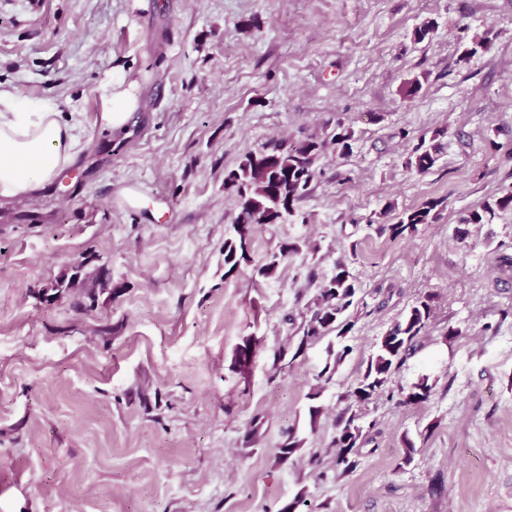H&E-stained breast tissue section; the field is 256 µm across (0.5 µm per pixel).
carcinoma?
<instances>
[{
	"mask_svg": "<svg viewBox=\"0 0 512 512\" xmlns=\"http://www.w3.org/2000/svg\"><path fill=\"white\" fill-rule=\"evenodd\" d=\"M436 132L430 140H421L407 160V167L418 173H426L439 160L443 146ZM354 131L336 124L327 136L311 137L304 140L288 138L271 139L262 146L247 150L237 165L224 171V191L237 201V210L232 223L224 235V278L239 273L244 267L253 266L255 273L265 279L273 277L283 261L302 251L299 241L280 244L278 251L266 256L263 263L253 265L252 244L256 227L259 225L282 224L296 212V204L308 193L315 178L316 164L324 148L332 144L340 155L352 151ZM438 202L431 201L419 209L402 214L398 223L387 225L394 237L413 234L418 225L429 224L435 219L432 211ZM512 209V190L505 192L494 202L485 203L463 220L465 224H482L492 220L496 212ZM106 286L97 279L93 287L79 281L78 274L62 276L50 287L52 297L63 294L76 295L90 301L96 300V286ZM359 288L357 280L342 261L336 262L334 273L322 279L317 294L307 307L308 316L298 326L300 333L295 354H300L309 345L336 332V347H328L333 364L326 365L318 374L319 384L309 399H317L332 379V375L352 352L346 341L352 333L355 322L348 310L357 305ZM432 314V298L427 296L416 301L403 317L394 323L374 343V352L369 356L362 375L346 394L348 404L336 414V438L333 440V458L336 469L343 474L354 472L358 465L359 450L370 441V431L361 423L362 407L376 397L390 390L393 376L415 349L416 339L425 329ZM255 342L247 337L234 354L233 365L244 372L249 369ZM434 383L430 376L421 374L408 386L400 387V393L407 404H420L429 400ZM307 438L291 427L285 432V439L278 448L276 458L289 459L295 455L304 456Z\"/></svg>",
	"mask_w": 512,
	"mask_h": 512,
	"instance_id": "carcinoma-1",
	"label": "carcinoma"
}]
</instances>
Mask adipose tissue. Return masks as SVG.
<instances>
[{
    "label": "adipose tissue",
    "mask_w": 512,
    "mask_h": 512,
    "mask_svg": "<svg viewBox=\"0 0 512 512\" xmlns=\"http://www.w3.org/2000/svg\"><path fill=\"white\" fill-rule=\"evenodd\" d=\"M137 83L127 75L101 87L107 102L103 130L125 132L138 107ZM77 124L63 120L54 105L37 103L0 89V200L29 197L74 165L83 150Z\"/></svg>",
    "instance_id": "adipose-tissue-1"
}]
</instances>
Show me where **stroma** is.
Segmentation results:
<instances>
[{
  "label": "stroma",
  "instance_id": "35a3bbf8",
  "mask_svg": "<svg viewBox=\"0 0 512 512\" xmlns=\"http://www.w3.org/2000/svg\"><path fill=\"white\" fill-rule=\"evenodd\" d=\"M487 31L491 47L462 60ZM119 72L140 107L117 141L99 87ZM0 88L53 103L91 140L45 191L0 204V512H286L301 491L296 512H512V209L456 236L512 188V0H0ZM339 123L351 153L326 152L295 216L254 236L255 261L286 241L302 252L272 279L225 277V170ZM438 131L437 164L408 168ZM430 200L438 217L417 233L380 231ZM341 258L360 304L318 399L314 471L275 453L288 428L307 432L336 338L300 353L296 330ZM100 267L120 290L95 308L42 299ZM427 295L433 316L395 380L430 375L433 393L366 405L373 440L338 475L339 398ZM282 347L295 358L281 369ZM406 435L418 453L402 468Z\"/></svg>",
  "mask_w": 512,
  "mask_h": 512
}]
</instances>
